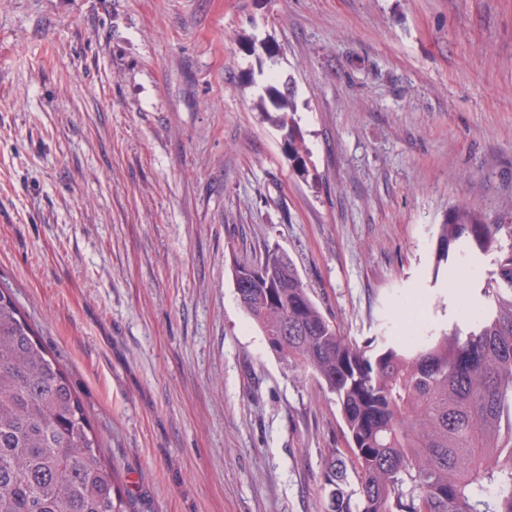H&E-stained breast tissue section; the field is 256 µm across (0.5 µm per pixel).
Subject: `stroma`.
Returning a JSON list of instances; mask_svg holds the SVG:
<instances>
[{"label":"stroma","mask_w":512,"mask_h":512,"mask_svg":"<svg viewBox=\"0 0 512 512\" xmlns=\"http://www.w3.org/2000/svg\"><path fill=\"white\" fill-rule=\"evenodd\" d=\"M461 202L512 222V0H0V285L130 512H322L339 409L234 268L280 248L345 339L412 347L449 275L486 304L493 255L438 258Z\"/></svg>","instance_id":"1"}]
</instances>
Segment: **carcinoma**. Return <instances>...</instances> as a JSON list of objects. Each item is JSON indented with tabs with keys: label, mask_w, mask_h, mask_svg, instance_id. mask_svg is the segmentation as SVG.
<instances>
[{
	"label": "carcinoma",
	"mask_w": 512,
	"mask_h": 512,
	"mask_svg": "<svg viewBox=\"0 0 512 512\" xmlns=\"http://www.w3.org/2000/svg\"><path fill=\"white\" fill-rule=\"evenodd\" d=\"M438 242L441 260L495 252L496 270L482 310L462 303L414 351L347 341L276 248L259 261L269 283L237 291L270 348L335 397L347 448L324 457V512H512V224L460 202ZM0 512H125L82 401L1 286Z\"/></svg>",
	"instance_id": "1"
}]
</instances>
